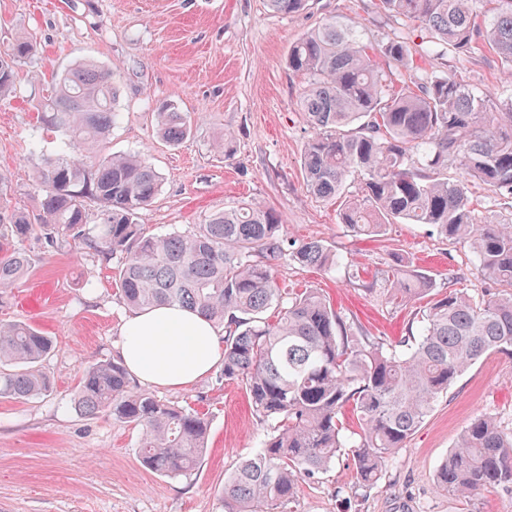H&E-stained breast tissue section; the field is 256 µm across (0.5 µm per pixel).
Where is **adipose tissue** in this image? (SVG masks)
Here are the masks:
<instances>
[{
    "label": "adipose tissue",
    "instance_id": "obj_1",
    "mask_svg": "<svg viewBox=\"0 0 512 512\" xmlns=\"http://www.w3.org/2000/svg\"><path fill=\"white\" fill-rule=\"evenodd\" d=\"M216 327L197 312L162 305L128 314L120 356L141 381L167 389L190 388L221 359Z\"/></svg>",
    "mask_w": 512,
    "mask_h": 512
}]
</instances>
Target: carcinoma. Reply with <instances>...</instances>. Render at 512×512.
<instances>
[{
  "label": "carcinoma",
  "instance_id": "obj_1",
  "mask_svg": "<svg viewBox=\"0 0 512 512\" xmlns=\"http://www.w3.org/2000/svg\"><path fill=\"white\" fill-rule=\"evenodd\" d=\"M266 2L288 17L308 5ZM496 2L480 25L473 0H378L381 12L426 32L419 50L401 33L367 44L357 26L335 16L288 50V68L309 79L300 100L314 129L301 156L307 190L340 199V221L356 236L380 238L392 224H429L469 243L478 257L487 289L438 294L430 275L395 254L390 296L425 301L419 333L396 345L369 339L316 288H277L281 261L328 271L341 258L318 240L284 237L281 215L269 206L243 202L187 233H148L137 215L160 191L161 174L141 155L97 150L117 116L111 71L81 62L42 102L43 123L68 132L69 150L44 159L36 175L39 210L1 215L0 238L78 239L118 259L120 303L139 310L178 304L224 328L219 378L242 383L253 414L277 424L262 448L225 477L224 512H287L299 480L326 472L342 453L351 456L359 483L375 484L459 376L483 357L512 356V223L479 222L467 187L470 181L512 199V101L499 105L445 73L411 86L392 81L413 68L419 53L461 54L480 43L512 75V0ZM34 52L24 36L0 56V96L14 90L18 64ZM156 116L162 141L189 135V117L174 104H161ZM450 162L467 181H448ZM354 173L362 181L350 194ZM89 201L102 207L98 224L88 223ZM30 267L23 251L1 255L0 291ZM51 349V338L33 325L1 323L0 397L50 393L39 363ZM347 408L357 420L349 436L341 422ZM75 409L137 430L141 462L165 477L191 475L206 448V418L138 389L120 362L83 369ZM435 486L459 498L489 487L512 490V428L490 416L474 419L436 470Z\"/></svg>",
  "mask_w": 512,
  "mask_h": 512
}]
</instances>
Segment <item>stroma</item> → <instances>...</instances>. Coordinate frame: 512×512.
Returning <instances> with one entry per match:
<instances>
[{"instance_id":"stroma-1","label":"stroma","mask_w":512,"mask_h":512,"mask_svg":"<svg viewBox=\"0 0 512 512\" xmlns=\"http://www.w3.org/2000/svg\"><path fill=\"white\" fill-rule=\"evenodd\" d=\"M333 16L353 23L371 44L402 29L417 43L425 36L381 13L376 0H309L292 18L271 13L265 0H0V54L23 33L37 43L35 57L18 67L15 96L0 98V189L9 209H38L33 175L66 140L38 119L55 75L94 59L111 69L117 89V117L100 152L147 154L163 177L138 218L149 233L183 232L245 201L268 204L281 214L286 237L321 241L343 259L326 272L283 262L275 273L279 288L321 289L368 336L398 341L419 305L387 293L391 248L442 291L452 284L480 292L478 260L468 245L426 224L391 225L385 243L355 237L340 223L336 201L307 191L300 156L313 130L300 100L308 80L289 70L287 55L293 42ZM431 70L493 99L512 97V77L488 47L416 60L403 79L416 82ZM163 101L191 120L179 144L157 137L156 108ZM227 133L233 151L226 157L213 145ZM21 247L32 265L0 295V322H29L52 337L43 370L54 389L35 399L0 398V512H224L226 475L270 431L252 415L242 384L213 372L186 390L155 389L170 405L204 414L210 430L190 478L147 469L136 430L74 410L83 368L119 358L127 308L117 297L116 261L78 240L50 246L32 236ZM480 414L512 426L511 356H487L464 372L376 484L360 485L343 456L326 473L300 480L291 512H507L512 494L503 490L457 498L434 485L456 436Z\"/></svg>"}]
</instances>
